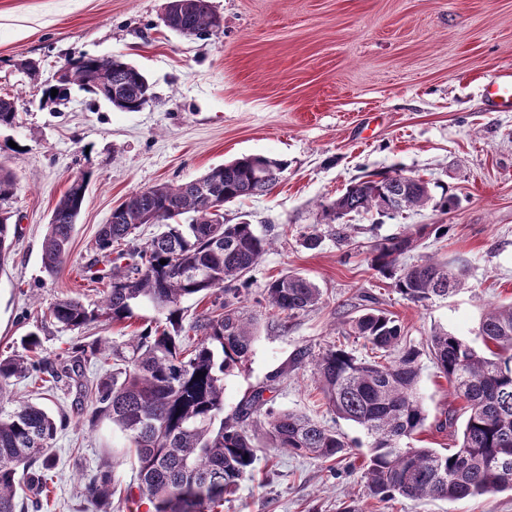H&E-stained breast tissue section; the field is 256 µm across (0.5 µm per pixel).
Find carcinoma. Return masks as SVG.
Here are the masks:
<instances>
[{
    "instance_id": "carcinoma-1",
    "label": "carcinoma",
    "mask_w": 512,
    "mask_h": 512,
    "mask_svg": "<svg viewBox=\"0 0 512 512\" xmlns=\"http://www.w3.org/2000/svg\"><path fill=\"white\" fill-rule=\"evenodd\" d=\"M173 6L175 31L183 36L202 38L219 30L210 0H175ZM62 69V80L43 90L47 103L65 100L71 85L102 96L122 112H138L153 98L144 74L118 57L83 55L67 60ZM54 88L58 94L53 97ZM17 115L14 97L0 94V127L14 125ZM287 167L283 160L245 155L199 178L159 183L126 197L95 241L96 251L115 254L108 273L89 277L103 286L100 303L90 307L64 296L44 319L73 331L99 320L123 325L144 302L159 318L119 344L96 338L66 356L60 368L39 356L41 340L35 332L24 339L27 354L0 359V381L29 379L48 394L64 377H84L88 363L112 365L86 390L83 413L88 426L106 419L125 436L137 470L136 488L127 489L126 499L148 505V512H217L251 475L259 448L334 463L353 448L334 427L268 406L265 393L287 374L282 369L224 415V380L245 365L256 339V318L244 305L246 275L273 240L258 235L246 221L224 223L223 207L269 192ZM87 184L85 173L70 180L52 211L42 244V265L50 277L70 260ZM16 190L17 180L0 163V204ZM432 202L446 212L456 197L445 191L434 200L429 182L419 177L374 174L322 204V221L342 245L349 241L345 218L352 213L374 210L393 217ZM8 220L0 212V259L12 244ZM143 224H159L162 231L138 244L136 230ZM446 229V224H421L386 238L372 249L369 265L410 302L446 296L464 286L461 272L431 256L402 262L424 236L444 237ZM190 297L205 308L188 322L182 303ZM261 301L288 319L321 304L322 292L309 279L288 274L269 281ZM348 335L370 355L359 358L333 344L303 354L298 362L310 359L318 401L368 438L364 478L370 498L461 500L512 490V303L487 305L477 332L481 351L444 329L428 337V356L466 414L453 451L413 444L427 420L418 394L422 351L407 342L396 317L371 308L352 320ZM7 403L0 390V512H28L42 506L54 466L51 448L69 418L57 419L38 404L8 409ZM23 483L32 497L20 495ZM86 489L96 512H112L111 470L88 474Z\"/></svg>"
}]
</instances>
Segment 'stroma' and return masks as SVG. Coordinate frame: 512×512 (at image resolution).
<instances>
[{"label":"stroma","mask_w":512,"mask_h":512,"mask_svg":"<svg viewBox=\"0 0 512 512\" xmlns=\"http://www.w3.org/2000/svg\"><path fill=\"white\" fill-rule=\"evenodd\" d=\"M167 0H0V91L14 96L18 122L0 128V161L17 178L8 201L15 238L0 259V356L20 352L39 333L54 358L120 327L106 321L80 331L45 322L58 297L86 304L99 287L82 283V266L112 209L160 182L181 183L234 158L261 154L287 161L267 194L225 204L224 221L253 224L273 246L250 274L249 313L257 339L246 367L227 379L224 410L278 369L271 393L278 410L324 420L348 438L355 424L316 400L309 364L299 352L331 344L364 356L345 336L369 297L389 310L412 345L425 348L447 329L473 346L484 307L512 302V111L485 104L483 84L512 71V0H211L222 27L187 38L162 21ZM119 56L139 68L153 92L137 112H121L75 86L67 101L40 104L43 87L67 59ZM400 172L448 188L460 203L444 213L428 207L393 218L368 212L348 218L351 238L337 244L321 203L378 172ZM88 173L66 267L49 277L41 244L56 201L70 180ZM419 224H444L406 262L433 255L462 271L466 285L425 305L403 299L370 268L371 246ZM320 237L316 248L305 235ZM299 274L322 292L321 304L289 320L259 305L267 281ZM418 391L429 419L461 407L448 381L422 356ZM11 401L43 403L76 415L75 387L59 384L43 398L27 380H10ZM127 441L109 421L68 426L53 445L55 467L40 512H95L83 473L111 466L118 488L135 485L124 461ZM365 449L335 467L288 452L259 459L221 512H339L356 501L363 512H512V492L457 501L416 503L401 497L375 505L367 496Z\"/></svg>","instance_id":"1"}]
</instances>
